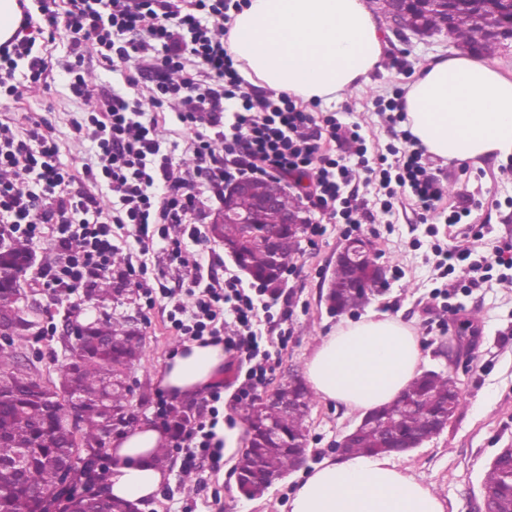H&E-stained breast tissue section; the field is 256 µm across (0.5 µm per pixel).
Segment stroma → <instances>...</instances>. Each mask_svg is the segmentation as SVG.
<instances>
[{
	"instance_id": "1",
	"label": "stroma",
	"mask_w": 512,
	"mask_h": 512,
	"mask_svg": "<svg viewBox=\"0 0 512 512\" xmlns=\"http://www.w3.org/2000/svg\"><path fill=\"white\" fill-rule=\"evenodd\" d=\"M385 43L381 68L369 75L367 83L347 92L342 100L319 102L316 116L335 114L344 124H356L366 139L370 161L401 146L399 125L390 122L386 105L406 88L425 62L454 55L456 46L445 35L422 38L394 27L388 17L380 19ZM23 104L27 111L47 118L55 128L63 164L86 162L94 153L90 141L79 138L70 121L83 117L89 106L69 98L64 73H56L50 87L29 91ZM448 192L442 203L453 211L458 192L473 200L471 214L460 224L443 221L421 223L411 201L394 202L380 224H363L357 233L376 244L378 263L387 266V290L369 305L338 315L328 312L327 282L336 264V254L347 237L344 225H326L323 235L303 233L299 251L288 265L274 295L268 296L270 313H259L255 329L272 353V370L267 388L287 380L289 373H302L316 341L337 324L356 321L371 313H385L410 322L419 333L424 369L454 376L463 401L444 432L422 447L394 457L400 470L431 485L443 501L446 512H481V486L492 459L512 448V160L493 158L475 164L444 165L432 161ZM220 202H210L196 226L194 236L185 237L189 253L203 264L204 278L239 279L242 276L210 232ZM484 228L483 238L468 232L470 225ZM120 248L107 279L109 293L99 288L75 292H52L45 286L46 273L56 252L49 241L31 242L36 258L27 273V289L40 307L49 311L40 330L16 342L18 360L44 382L59 383V369L69 362L71 346L62 336L64 317L81 323L111 317L137 331L144 339L139 360L128 371L130 409L137 420L154 419L165 392L152 382V374L173 348L184 343L172 319L175 304L192 307L186 268L173 260L161 243L141 251L133 227L115 231ZM470 251L468 261L456 264L449 275L437 268L435 245ZM504 263H495V255ZM494 262L483 268L484 259ZM146 264L150 292L130 284L127 264ZM287 328V348H280L278 331ZM360 421L359 414L335 403L317 401L308 419L310 437L306 464L274 484L264 496L247 499L235 483L225 478L223 468L206 461H190L183 448H171L168 480L158 493L139 505V512H289L288 501L298 483L315 467L336 459V444ZM191 484H184V474Z\"/></svg>"
}]
</instances>
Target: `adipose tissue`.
<instances>
[{
	"label": "adipose tissue",
	"instance_id": "1",
	"mask_svg": "<svg viewBox=\"0 0 512 512\" xmlns=\"http://www.w3.org/2000/svg\"><path fill=\"white\" fill-rule=\"evenodd\" d=\"M228 44L252 82L306 101L341 99L383 58L377 15L365 0H250L235 13ZM407 127L443 163L512 157V78L483 57L457 54L422 66L405 88ZM418 331L387 314L334 327L314 346L303 376L322 400L367 414L396 400L421 372ZM224 347L198 341L177 346L153 382L189 400L224 380ZM167 431L144 421L112 438L105 495L151 498L167 481L155 464ZM290 512H445L425 484L385 455L326 461L300 481Z\"/></svg>",
	"mask_w": 512,
	"mask_h": 512
}]
</instances>
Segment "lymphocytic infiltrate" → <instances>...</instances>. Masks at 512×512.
I'll list each match as a JSON object with an SVG mask.
<instances>
[{
  "label": "lymphocytic infiltrate",
  "instance_id": "1",
  "mask_svg": "<svg viewBox=\"0 0 512 512\" xmlns=\"http://www.w3.org/2000/svg\"><path fill=\"white\" fill-rule=\"evenodd\" d=\"M249 0H19L20 19L11 40L0 46V96L20 101L23 84H37L61 67L74 99L99 98L101 110L74 122L95 147L92 161L69 167L48 119L10 113L0 118V232L29 241L50 239L59 255L50 285L74 290L112 271L118 248L113 227L134 225L141 249L165 240L179 263L189 268L192 287L201 293L191 323L177 321L183 335L223 343L235 359L248 362L238 399L250 398L267 375L268 351L252 329L257 305L237 282H204L202 265L188 255L171 225L188 224L207 203L223 200L225 182L241 179L307 178L312 205L329 216L356 223L357 208L344 190L355 168L379 175L389 198L411 194L422 214L436 212L444 196L439 177L427 164L423 147L402 130L407 150L393 169L369 167L358 128L335 116L316 122L295 97L273 91H244L243 80L224 39L235 12ZM68 41V59L53 64L48 46L57 34ZM47 48L36 49L37 36ZM95 61L109 68L134 62L125 71L126 92L94 89L83 66ZM174 111L187 136L195 166L183 170L161 148L159 118ZM329 136L354 143L352 156L323 153ZM81 184L83 192L72 194ZM107 187L111 207L96 190ZM233 315L239 331L223 336L220 308ZM177 441L195 444L202 455L220 456L216 420H199L176 429L166 408L156 413Z\"/></svg>",
  "mask_w": 512,
  "mask_h": 512
}]
</instances>
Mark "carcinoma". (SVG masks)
<instances>
[{
    "label": "carcinoma",
    "instance_id": "obj_1",
    "mask_svg": "<svg viewBox=\"0 0 512 512\" xmlns=\"http://www.w3.org/2000/svg\"><path fill=\"white\" fill-rule=\"evenodd\" d=\"M453 10L463 19L453 30V39L482 53L495 51L500 35L491 28L501 24V18L512 12L507 0H455ZM218 238L229 244L243 246V262L254 279L268 285L278 280L271 266V252L267 245L246 238L241 224H222ZM275 251L289 263L298 253V239L288 233V227L277 231ZM4 260L23 262L30 256L27 244L21 240L0 242ZM364 269L359 266H338L332 277L336 288L330 295L337 311L360 306L369 300L360 279ZM20 282L0 285V318L10 319L21 312ZM143 337L112 319H98L87 324L81 364L75 370L76 387L84 400V407L74 413L70 401L61 398L47 405L44 396L50 388L31 380L33 374L22 367L11 351L0 349V381L9 385L11 403L0 405V505L8 512H39L47 502L60 499L66 493L65 481L59 472L47 467L44 459L67 452L73 443V429L82 424L89 440L96 439V431L103 414V406L115 410L128 409L127 393L112 386V375L119 368H128L142 351ZM450 377L446 374L424 373L407 389L411 399L422 404L421 412L399 398L390 405L372 411L361 434L346 449L350 455H370L394 450L401 440L420 433L432 414L448 408ZM242 416L252 432L250 447L239 459L241 494L249 499L265 494V473L260 468L265 458L273 459L282 470L295 464L297 454L306 441L305 417L299 412L282 411L276 405L257 406L253 402L242 405ZM271 420L278 426L276 437L263 433V421ZM38 446L42 457L35 459L26 472L17 475L6 468L20 449ZM495 496L497 512H512V482L499 469H489L484 479ZM128 503L122 500H79L73 504L75 512H124Z\"/></svg>",
    "mask_w": 512,
    "mask_h": 512
}]
</instances>
